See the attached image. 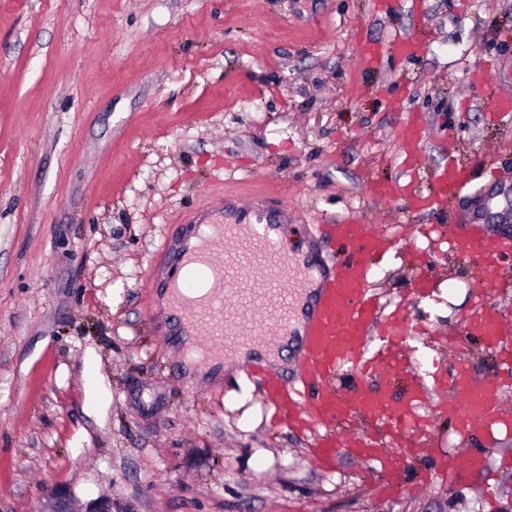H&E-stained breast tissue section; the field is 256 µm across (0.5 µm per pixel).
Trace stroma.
Segmentation results:
<instances>
[{
  "label": "stroma",
  "instance_id": "1",
  "mask_svg": "<svg viewBox=\"0 0 512 512\" xmlns=\"http://www.w3.org/2000/svg\"><path fill=\"white\" fill-rule=\"evenodd\" d=\"M421 45L401 54L396 42ZM383 53L364 69L363 44ZM512 0H0V512H512V422L478 440L436 421L432 453L387 493L368 465L310 458L315 433L276 426L246 367L210 384L160 327L166 244L197 209L286 204L288 244L340 260L318 225L388 228L372 282L417 330L412 375L439 395L456 366L497 368L479 338L457 348L477 300L512 316V259L477 297L475 261L417 234L447 217L371 198L401 183L399 132L422 127L425 174L494 156L453 204L512 240ZM433 250L426 295L410 282ZM486 450L481 475L423 483L442 455Z\"/></svg>",
  "mask_w": 512,
  "mask_h": 512
}]
</instances>
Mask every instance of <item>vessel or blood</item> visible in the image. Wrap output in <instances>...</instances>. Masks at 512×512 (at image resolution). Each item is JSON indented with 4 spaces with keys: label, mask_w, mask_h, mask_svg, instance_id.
<instances>
[{
    "label": "vessel or blood",
    "mask_w": 512,
    "mask_h": 512,
    "mask_svg": "<svg viewBox=\"0 0 512 512\" xmlns=\"http://www.w3.org/2000/svg\"><path fill=\"white\" fill-rule=\"evenodd\" d=\"M421 138L418 126L402 129L403 164L410 178L402 184H371V197L401 199L414 211L432 213L456 199L471 180V168L452 161L427 185H418L414 173L422 164ZM284 222V209L228 199L186 230L187 241L173 261L177 273L185 271L186 277L176 274L169 280L171 287L185 282L197 293L184 311L182 328H207L210 343L227 351L301 334V388L287 387L267 374L266 394L288 418L309 405L321 419L344 424V432L326 434L314 449L318 466L345 453L379 463L385 485L400 486L406 466L425 453L416 434L429 396L417 382L397 392L375 380L380 372L397 379L409 371L398 345L409 335L410 324L400 309L384 310L370 282L383 252L382 230L347 217L321 225V237L349 253L345 263L324 268L288 253L278 236ZM451 235L479 264L477 292L494 288L512 246L491 239L477 221L454 224ZM463 333L481 337L488 348L500 351L503 364L512 366V319L500 309L486 305L471 311L463 320ZM373 335L379 336L382 349L370 356L366 350ZM502 386V380H476L457 370L434 410L453 419L461 434L478 437L512 419L500 397ZM485 464L484 452H464L449 457L435 474L452 481L464 473H482Z\"/></svg>",
    "instance_id": "obj_1"
}]
</instances>
